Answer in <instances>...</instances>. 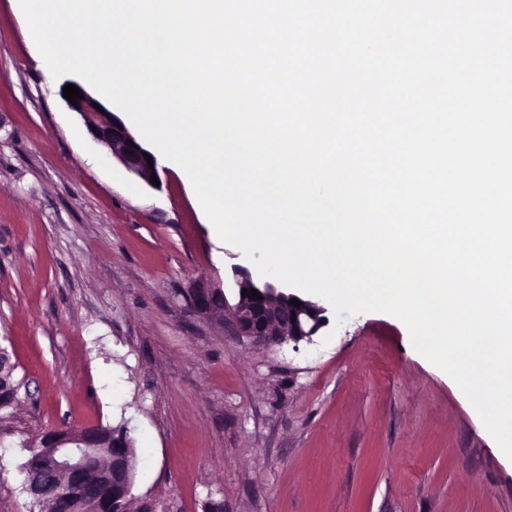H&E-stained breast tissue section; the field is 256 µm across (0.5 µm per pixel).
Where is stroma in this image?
Masks as SVG:
<instances>
[{
	"label": "stroma",
	"mask_w": 512,
	"mask_h": 512,
	"mask_svg": "<svg viewBox=\"0 0 512 512\" xmlns=\"http://www.w3.org/2000/svg\"><path fill=\"white\" fill-rule=\"evenodd\" d=\"M18 0H0V512L28 442L124 428L132 512H512V460L384 312L257 346L224 319L243 252L181 168L128 176L70 112ZM15 366L10 362L8 355L0 348V408L11 404L17 395L18 388L5 382V376L12 374Z\"/></svg>",
	"instance_id": "1"
}]
</instances>
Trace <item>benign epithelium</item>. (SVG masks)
Returning a JSON list of instances; mask_svg holds the SVG:
<instances>
[{"label":"benign epithelium","instance_id":"benign-epithelium-1","mask_svg":"<svg viewBox=\"0 0 512 512\" xmlns=\"http://www.w3.org/2000/svg\"><path fill=\"white\" fill-rule=\"evenodd\" d=\"M79 90L83 98L75 105L66 102L68 109L80 116L92 138L107 147L128 173L150 183L151 174L159 173L157 156L137 142L116 113L109 110L102 114L95 108L99 100L85 87ZM147 155L152 159L150 164L145 159ZM234 270L238 300L233 305L224 303V311L240 336L263 345L310 342L325 325L324 309L317 303L277 284L257 283L243 266ZM244 289L257 290L261 298L242 295ZM293 299L299 300L301 306L290 304ZM14 369L0 348V408L16 398L18 388L5 382V376ZM127 447L128 436L114 433L106 441L98 426L49 430L30 448L29 458L20 467L25 474L24 491L38 504H51V512H74L84 499L94 512H122L134 481V464ZM104 460L112 469L110 500L99 496L97 486L89 481L93 466Z\"/></svg>","mask_w":512,"mask_h":512}]
</instances>
